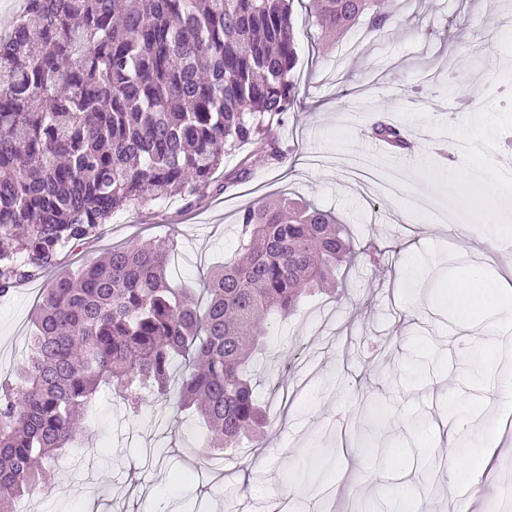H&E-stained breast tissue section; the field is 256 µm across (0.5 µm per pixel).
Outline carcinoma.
<instances>
[{
    "mask_svg": "<svg viewBox=\"0 0 512 512\" xmlns=\"http://www.w3.org/2000/svg\"><path fill=\"white\" fill-rule=\"evenodd\" d=\"M336 40L366 20L394 23L391 0H310ZM291 0H26L0 40V296L58 265L113 214L175 191L191 208L222 186L225 149L250 143L281 164L277 126L297 104ZM397 153L414 143L370 125ZM353 245L313 204L262 197L240 209L237 248L204 283L207 302L167 276L168 251L114 246L56 273L32 324L18 390L0 387V512L41 493L44 463L75 445L102 386L137 413L186 371L178 407L207 424L205 447L238 446L267 422L249 376L270 328L309 292L335 287Z\"/></svg>",
    "mask_w": 512,
    "mask_h": 512,
    "instance_id": "carcinoma-1",
    "label": "carcinoma"
}]
</instances>
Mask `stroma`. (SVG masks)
Masks as SVG:
<instances>
[{"label": "stroma", "mask_w": 512, "mask_h": 512, "mask_svg": "<svg viewBox=\"0 0 512 512\" xmlns=\"http://www.w3.org/2000/svg\"><path fill=\"white\" fill-rule=\"evenodd\" d=\"M396 23L372 40H327L307 0L295 5L292 22L299 64L294 80L298 101L277 134L290 152L269 165L245 144L225 151L219 177L241 166L246 181L231 185L201 205L185 208L180 197L114 216L98 236L65 256L75 270L112 245L144 240L169 250L172 281L200 287L209 270L236 248V214L260 196L289 192L334 212L348 224L358 257L340 269L336 287L307 297L288 321L274 325L252 362L254 393L269 403L270 387L292 393L285 415L276 417L242 448L224 455V495L214 498L205 472V429L172 402L147 397L138 415L102 388L87 404L68 464L55 469L54 496L30 501L31 512H82L84 495L95 496L103 512H259L267 489L294 497L322 512H398L399 486L408 482L432 512H450L455 489L479 483V510L490 512L512 484V431L483 402L480 385L466 384L460 320L485 323L475 306H448V281L441 268L479 260L504 270L505 254L488 247L467 189L449 196L438 180L439 146L470 127V155L464 170L484 178L486 200H512V182L499 169L512 151L502 140L512 130V107L495 88L512 83V0H392ZM426 89L406 102L413 85ZM404 126L416 143L405 156L380 150L365 131L377 115ZM400 174V194L383 192L378 181ZM446 202L468 237L452 241L444 225L410 208L417 191ZM422 240L421 251L410 248ZM381 251L372 265L367 255ZM48 284L30 280L0 297V383L16 380L28 355L31 315ZM357 383H350V376ZM387 405L379 438L357 468L339 440L366 429L367 404ZM469 419L455 443L422 446L420 418ZM497 435L490 469L474 478L470 464L482 455L484 437ZM396 448L391 467L385 447ZM90 456H82V449ZM354 481L361 496L332 494Z\"/></svg>", "instance_id": "stroma-1"}]
</instances>
